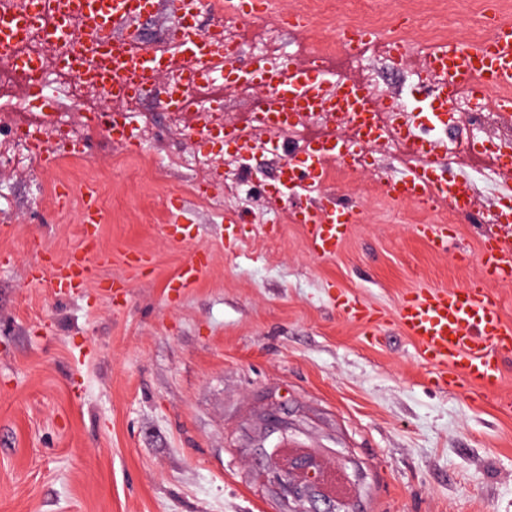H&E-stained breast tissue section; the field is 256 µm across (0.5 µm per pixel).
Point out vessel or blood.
Masks as SVG:
<instances>
[{"label": "vessel or blood", "mask_w": 512, "mask_h": 512, "mask_svg": "<svg viewBox=\"0 0 512 512\" xmlns=\"http://www.w3.org/2000/svg\"><path fill=\"white\" fill-rule=\"evenodd\" d=\"M65 2L69 11H80L94 19L101 41L111 46L109 80L113 93L125 95L142 90L144 76L161 73V65L147 50L132 49L128 43L130 25L151 10L155 0ZM267 3L268 0H220L218 8L250 19ZM30 23L20 0H0V59L14 56L18 37ZM175 33L196 62L204 63V38L198 22L176 25ZM428 65L444 75L441 84L426 87L431 116L436 121H446L448 102L462 89L492 93L500 110L512 112L511 20H497L490 36L480 42H441L430 50ZM332 80L328 69L293 64L288 68L287 80H268L264 89L270 96L285 101L289 111L302 112L313 104L312 91ZM441 149L439 143H428L425 163L405 177L387 181L384 192L398 202L418 205L430 200L454 214H473L475 201L465 184L437 174ZM339 154V147L332 143L303 148L278 166L276 179L288 182L296 191L319 192L327 180V160ZM80 217L86 242H93L102 220L94 191L82 193ZM293 220L305 226L312 252L318 257L330 258L340 251L350 225L358 223L359 213L352 203L339 199L297 208ZM421 232L440 251L457 247L447 225L425 224ZM209 261L207 249H196L192 259L181 268L176 278L177 287H191ZM481 263L487 277L512 283V238L496 235L482 240ZM46 271L50 272L57 293L65 294L84 287L94 274V266L83 254L57 262L47 253L41 264L35 266L34 273L39 276ZM396 320L402 331L417 343L422 358L437 368L438 376L434 381L437 389H451L462 380L483 392L498 386L500 362L512 354V325L504 321L482 283L465 288L411 291L402 298Z\"/></svg>", "instance_id": "1"}]
</instances>
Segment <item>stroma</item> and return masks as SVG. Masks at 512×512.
Masks as SVG:
<instances>
[{"label": "stroma", "instance_id": "35a3bbf8", "mask_svg": "<svg viewBox=\"0 0 512 512\" xmlns=\"http://www.w3.org/2000/svg\"><path fill=\"white\" fill-rule=\"evenodd\" d=\"M273 2L311 19L285 32L291 51L335 36L351 9V0ZM366 12L382 35L413 43L426 32L482 40L484 14L512 18V0H367ZM412 14L424 31L404 27ZM134 120L150 129L135 150L97 137L52 165L0 159V512H272L251 453L278 441L260 420L272 390L300 445L334 449L363 512H512V357L485 398L438 391L390 318L408 291L480 275V242L500 230L493 214L512 198V177L491 181L465 154L442 165L470 183L481 222L451 224L462 248L441 253L418 227L447 223V210L388 199L384 183L413 166L372 145L369 166L330 187L360 218L340 252L320 259L290 219L295 198L270 201L274 168L298 144L249 162L250 205L244 223L230 224L223 166L202 185L190 165L214 150L188 135L195 116L177 120L149 96ZM89 184L102 211L97 248L111 260L62 297L32 282L30 268L42 251L63 261L79 248L75 201ZM174 197L192 241L168 235ZM200 246L211 254L204 275L170 288ZM130 252L148 265L130 270ZM346 297L388 320H350Z\"/></svg>", "mask_w": 512, "mask_h": 512}]
</instances>
